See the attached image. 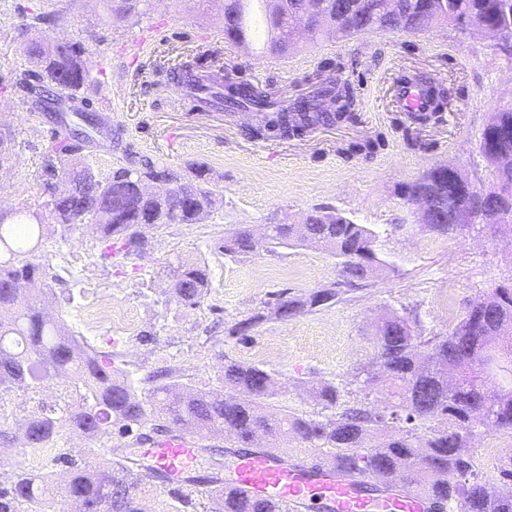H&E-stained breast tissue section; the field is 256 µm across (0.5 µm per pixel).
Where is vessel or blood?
<instances>
[{"label":"vessel or blood","instance_id":"vessel-or-blood-1","mask_svg":"<svg viewBox=\"0 0 512 512\" xmlns=\"http://www.w3.org/2000/svg\"><path fill=\"white\" fill-rule=\"evenodd\" d=\"M222 77L198 75L187 91L197 111L221 109L218 93ZM430 86L414 78L401 79L396 87V106L402 112H429L433 109ZM200 436L180 432L161 435L146 442L145 453L166 482L178 485L195 472ZM374 477L353 478L337 474L335 468H311L292 462L276 448L246 452L238 456L226 491L275 500L282 512H301L312 501L325 502L328 512H431L427 496L417 492L385 493Z\"/></svg>","mask_w":512,"mask_h":512}]
</instances>
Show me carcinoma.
Segmentation results:
<instances>
[{"label": "carcinoma", "mask_w": 512, "mask_h": 512, "mask_svg": "<svg viewBox=\"0 0 512 512\" xmlns=\"http://www.w3.org/2000/svg\"><path fill=\"white\" fill-rule=\"evenodd\" d=\"M263 0H224V39L232 42L248 33L264 38V46L278 53L295 44L293 29L305 28L303 38H346L366 29L387 33H418L446 25L464 36L498 26L504 31L500 51L512 56V0H395L385 13L382 0H282L272 17L263 19ZM143 0H112L115 15L140 13ZM49 20L42 14L26 15V33H36L24 44L25 55L39 68L15 77V88L25 96L55 99L54 111L70 105L73 117L94 130L92 115L75 107L85 101L82 91L92 82L84 66L83 43L57 32L45 33ZM198 55L170 69L177 80L188 81L205 67ZM224 104L252 111L261 123L250 128L255 138L305 136L312 127L349 119L356 100L351 89L332 77L316 82L312 95L292 105L279 103L267 91L241 84L227 85ZM47 146L56 161L46 169L43 182V213L37 223L0 219V391H34L48 379L60 378L76 400L59 408L41 409L27 418L23 448H52L62 432L95 438L117 430L129 434L147 426L154 432H212L236 448H252L262 431L284 442L296 441L305 448L321 450L320 460L348 476L357 475L360 459L374 461L368 474L385 485L402 483L412 491L462 512H512V494H499L482 481L475 470L471 439L478 428L512 430V342L501 341L512 333V287L499 285L471 302L448 334L424 337L410 314H393L379 328L374 367L363 371L361 396L343 400L338 386L323 382L317 400L332 414L316 419L285 410L273 416L265 411L275 395V377L254 364L229 361L224 382L217 388L193 390L170 375L141 396L127 382L112 375V352L83 348L61 322L41 307L39 283L56 278L51 267L36 262L42 246L44 220L63 228L90 224L112 253L114 242L124 255L145 253L140 224H204L216 209L217 199L208 186L205 171L185 178L168 165L128 153L127 165L101 177L78 157L80 139L63 124ZM512 106L493 113L485 125L479 152L491 169L496 186L489 192L477 188L458 169L447 172L438 166L424 178L407 184L404 201L423 196L428 202L424 227L439 235L454 232L456 209L462 205L474 215L479 230L506 228L512 233ZM15 146L10 131L0 130V172L9 168ZM158 176L161 185L152 196L143 195L138 181ZM68 179L70 190L56 193V180ZM270 250L318 243L336 258L341 284L349 287L368 280L386 266L376 249L375 232L354 224L345 216L322 207L306 214L302 224H265L243 228L224 236V254L238 257L253 252L256 240ZM208 288L205 270L182 265L173 271L172 291L177 301L195 305ZM276 305H286L298 316L315 308L314 295L305 299L280 293ZM494 358L500 368L499 384L482 376V368ZM455 382L448 385V372ZM382 388L384 403L371 398ZM390 431L377 446L365 444L376 429ZM152 473L135 463L113 468L96 458L76 460L68 466L67 479L54 481L48 473H35L19 465L8 481L0 484V512H17L26 504L30 512L55 496L72 502L77 512H144L143 481ZM214 486L213 512H281L261 499L224 493V479L210 476ZM179 501V512L195 508L187 487L169 488Z\"/></svg>", "instance_id": "cac0c4a2"}]
</instances>
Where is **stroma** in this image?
Here are the masks:
<instances>
[{"instance_id":"obj_1","label":"stroma","mask_w":512,"mask_h":512,"mask_svg":"<svg viewBox=\"0 0 512 512\" xmlns=\"http://www.w3.org/2000/svg\"><path fill=\"white\" fill-rule=\"evenodd\" d=\"M107 0H0V129L13 131L11 168L0 180V211L31 215L42 201L45 147L60 130L46 112L11 86L30 63L18 39L29 10L54 19L59 30L83 41L92 82L86 109L109 128L81 155L100 174L123 164L122 147L162 161L178 172L208 169L221 200L205 224L143 228L148 249L140 256H106L92 226L62 231L50 225L38 262L63 268L47 282L45 307L73 336L82 331L76 311L107 292L130 328L104 331L88 345L113 353L112 370L138 394L147 378L169 371L194 389L220 386L224 364H256L280 389L267 405L319 415L313 385L331 381L357 388L356 374L371 368L378 328L393 312L416 315L424 335L447 333L467 306L490 288L512 283V234L426 231L403 199L405 186L445 165L479 188L493 177L478 150L491 114L512 104V58L482 36L459 38L448 27L408 34L366 33L292 49L281 68L262 70L254 56L225 44L222 62L243 81L293 100L308 96L311 80L331 75L356 97L354 119L318 126L301 139H250L255 113L196 112L170 80L171 61L200 55L210 33L224 27V0H153L150 13L109 19ZM430 78L450 103L440 121L420 125L392 111L393 85L404 73ZM328 207L373 229L388 266L356 289L341 291L319 309L283 321L271 315L278 293L296 298L339 282L336 260L320 245L266 249L233 258L224 254L225 233L240 227L300 222L315 207ZM206 269L209 286L188 306L170 292L179 265ZM265 318L242 334L237 324L256 313ZM55 381L34 392H9L0 403L12 420L0 456L18 460L14 443L26 417L43 404L62 402Z\"/></svg>"}]
</instances>
